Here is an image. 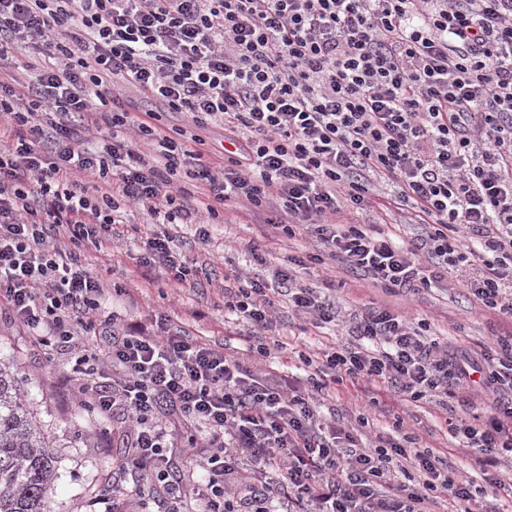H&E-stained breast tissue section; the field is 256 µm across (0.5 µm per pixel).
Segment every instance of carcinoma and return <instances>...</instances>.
<instances>
[{
    "label": "carcinoma",
    "instance_id": "1",
    "mask_svg": "<svg viewBox=\"0 0 512 512\" xmlns=\"http://www.w3.org/2000/svg\"><path fill=\"white\" fill-rule=\"evenodd\" d=\"M49 447L16 374L0 365V512H50L47 493L56 471Z\"/></svg>",
    "mask_w": 512,
    "mask_h": 512
}]
</instances>
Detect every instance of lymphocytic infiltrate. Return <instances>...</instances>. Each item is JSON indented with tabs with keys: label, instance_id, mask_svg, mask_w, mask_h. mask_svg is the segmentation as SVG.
I'll return each instance as SVG.
<instances>
[{
	"label": "lymphocytic infiltrate",
	"instance_id": "1",
	"mask_svg": "<svg viewBox=\"0 0 512 512\" xmlns=\"http://www.w3.org/2000/svg\"><path fill=\"white\" fill-rule=\"evenodd\" d=\"M28 53L16 60L17 51ZM34 71L32 82L20 71ZM122 78L196 127L221 125L233 154L130 121ZM134 123L133 135L117 130ZM108 126L89 147L87 133ZM189 179L178 184L177 176ZM269 212L275 233L314 238L273 270L288 307L338 326L335 297L302 271L346 269L394 295L453 275L481 310L512 321V0H0V299L45 353L79 351L67 390L128 422L119 462L139 501L165 512H494L446 457L324 414L365 382L432 401L493 492L512 458V336L500 357L431 337L426 320L372 305L347 341L302 352L306 377L245 366L162 315L107 307L84 264L141 207L139 268L200 282L199 244L226 202ZM380 206L421 226L411 241L342 217ZM225 319L273 328L266 281L238 277ZM481 390L482 413L458 414ZM185 453L188 468L173 464Z\"/></svg>",
	"mask_w": 512,
	"mask_h": 512
}]
</instances>
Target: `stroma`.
<instances>
[{
	"mask_svg": "<svg viewBox=\"0 0 512 512\" xmlns=\"http://www.w3.org/2000/svg\"><path fill=\"white\" fill-rule=\"evenodd\" d=\"M137 111L153 110L162 127H183L188 134L198 136L206 146L223 140L220 126L204 128L187 126L183 114L168 111L161 103L144 98L135 88L121 85ZM141 209L128 208L127 221L115 225L111 241L101 248L88 249L85 263L90 271L102 276L105 285L130 289L135 305L123 306L127 317L147 318L148 314L162 312L169 316L174 327L193 337L224 345L227 352L242 357L246 365H253L256 355L252 346H272L276 336L287 337L293 354H279L284 367L300 364L297 351L314 349L335 339L334 329L302 328L291 319L287 304H280V319L276 332L254 335L250 324L243 321H225L224 290L236 288V273L267 277L268 271L252 258L253 246L268 245V229L263 216L242 215L240 209L227 207L223 223L211 228V242L199 246L195 242V228L190 224L174 225L184 248L212 271L211 282L194 285H175L166 277H156L153 285H145L137 272L132 257L139 247L132 232L133 225L145 222ZM335 297L343 314L358 311L363 304L375 301L391 304L399 311L427 320L433 336L449 343H462L475 348L492 344L502 332L498 318L489 313L474 311L468 295L458 288H434L418 297L386 294L368 286L344 270H337ZM78 356L76 350L61 349L53 360H46L40 350L30 346L26 331L14 322L4 304L0 303V361L17 370L23 380V394L37 409V423L51 434L58 447L56 478L48 492L52 512H137V499L126 491L123 474L113 470L114 459L123 456L128 426L121 419L111 418L105 423L106 438H99L90 429L88 413L63 387L62 378L71 371ZM340 416L355 419L368 416L371 432L391 431L395 419H402V432L416 437L419 445L448 453L449 462H457L460 448L449 445L441 430L439 418L431 413L425 402L397 405L393 399L371 398L359 388L349 386L341 390L332 402Z\"/></svg>",
	"mask_w": 512,
	"mask_h": 512,
	"instance_id": "stroma-1",
	"label": "stroma"
}]
</instances>
